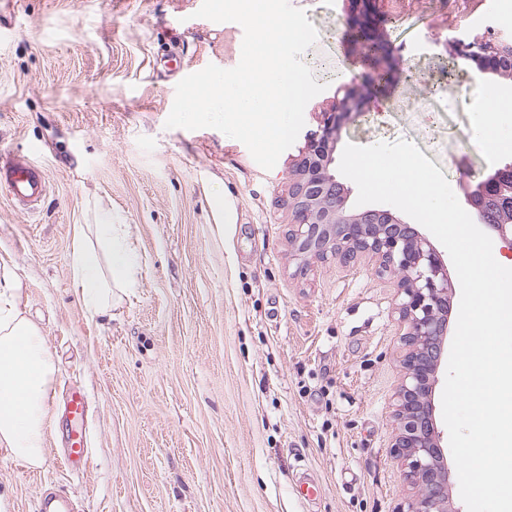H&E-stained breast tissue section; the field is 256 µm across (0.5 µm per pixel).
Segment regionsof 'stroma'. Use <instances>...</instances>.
<instances>
[{"instance_id": "35a3bbf8", "label": "stroma", "mask_w": 512, "mask_h": 512, "mask_svg": "<svg viewBox=\"0 0 512 512\" xmlns=\"http://www.w3.org/2000/svg\"><path fill=\"white\" fill-rule=\"evenodd\" d=\"M317 30L302 61L329 107L353 56L351 0H289ZM202 0H0V150L41 144L49 192L30 214L0 192V273L47 337L57 371L42 468L0 446V512L45 490L78 512H394L410 488L391 456L400 341L393 278L365 261L300 272L285 199L297 147L273 169L213 128L166 127L175 87L235 67L242 27ZM392 58L377 109L341 144L408 140L445 175L512 162V78L450 60L445 40L512 41V0H374ZM502 104L491 149L467 131ZM111 213L138 254L105 314L75 296L74 227ZM88 396L89 457L64 464L62 394Z\"/></svg>"}]
</instances>
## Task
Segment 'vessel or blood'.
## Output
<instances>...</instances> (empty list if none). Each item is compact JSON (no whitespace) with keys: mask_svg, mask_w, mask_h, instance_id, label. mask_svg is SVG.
Wrapping results in <instances>:
<instances>
[{"mask_svg":"<svg viewBox=\"0 0 512 512\" xmlns=\"http://www.w3.org/2000/svg\"><path fill=\"white\" fill-rule=\"evenodd\" d=\"M39 152L36 145L18 155L0 151V188L18 208L32 205L47 194L48 180L37 159Z\"/></svg>","mask_w":512,"mask_h":512,"instance_id":"1","label":"vessel or blood"}]
</instances>
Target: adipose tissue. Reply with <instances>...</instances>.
<instances>
[{
  "instance_id": "ef3b65f1",
  "label": "adipose tissue",
  "mask_w": 512,
  "mask_h": 512,
  "mask_svg": "<svg viewBox=\"0 0 512 512\" xmlns=\"http://www.w3.org/2000/svg\"><path fill=\"white\" fill-rule=\"evenodd\" d=\"M99 243L78 231L72 247L74 291L88 311L110 308L115 293L135 284L136 253L124 225L104 217ZM15 288L0 285V445L33 468L45 461L44 428L55 368L40 329L21 314Z\"/></svg>"
}]
</instances>
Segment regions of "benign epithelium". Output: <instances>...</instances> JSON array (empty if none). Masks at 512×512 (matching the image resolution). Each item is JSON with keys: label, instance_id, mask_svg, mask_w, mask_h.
I'll use <instances>...</instances> for the list:
<instances>
[{"label": "benign epithelium", "instance_id": "7a95c632", "mask_svg": "<svg viewBox=\"0 0 512 512\" xmlns=\"http://www.w3.org/2000/svg\"><path fill=\"white\" fill-rule=\"evenodd\" d=\"M369 2L352 0L357 12L351 18V32L355 48L371 61V70L338 87L332 104L319 113L317 128L305 134L289 173L288 240L292 259L302 268L330 261L347 265L364 258L377 274L396 279L395 313L403 354L391 454L411 487L396 512H461L448 493L450 470L432 401L448 335L452 282L439 251L415 227L388 210L349 208L350 191L333 168L342 128L374 104L370 84H385L390 78V50L382 48L371 26L365 8ZM446 51L473 59L478 56L476 35L448 40ZM462 179L465 202L476 223L512 248V221L491 223L486 210L493 192L497 201L512 208V164L474 184L465 174Z\"/></svg>", "mask_w": 512, "mask_h": 512}]
</instances>
